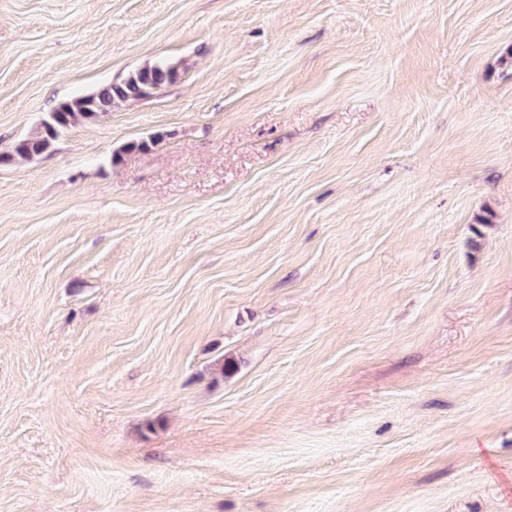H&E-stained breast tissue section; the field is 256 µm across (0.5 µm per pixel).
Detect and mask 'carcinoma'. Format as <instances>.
<instances>
[{
    "label": "carcinoma",
    "mask_w": 512,
    "mask_h": 512,
    "mask_svg": "<svg viewBox=\"0 0 512 512\" xmlns=\"http://www.w3.org/2000/svg\"><path fill=\"white\" fill-rule=\"evenodd\" d=\"M178 75L177 65L166 61L155 62L96 93L62 102L43 121L41 132L35 137L18 141L7 159L40 155L48 151L60 133L76 120L94 119L103 112L111 111L119 103L146 98L152 91L173 83Z\"/></svg>",
    "instance_id": "carcinoma-1"
}]
</instances>
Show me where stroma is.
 <instances>
[{
  "label": "stroma",
  "instance_id": "1",
  "mask_svg": "<svg viewBox=\"0 0 512 512\" xmlns=\"http://www.w3.org/2000/svg\"><path fill=\"white\" fill-rule=\"evenodd\" d=\"M157 61L0 164V512H512V0H0V153ZM179 75L177 65L160 61L148 64L119 83H112L96 93L81 96L60 103L42 123L41 132L31 138L19 140L12 154L3 155L8 162L19 156L32 158L52 146L60 133L78 119H94L112 107L130 100H139L152 94V91L173 83Z\"/></svg>",
  "mask_w": 512,
  "mask_h": 512
}]
</instances>
